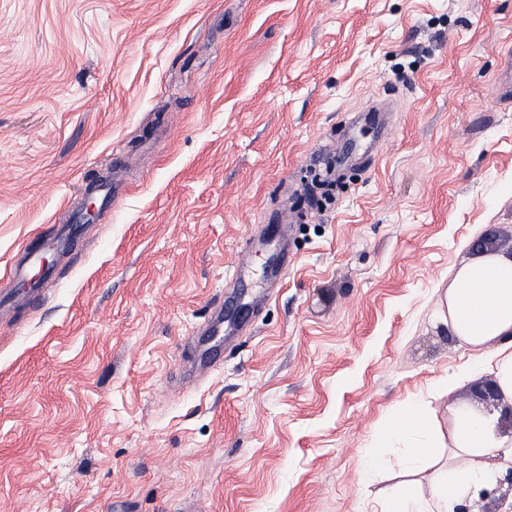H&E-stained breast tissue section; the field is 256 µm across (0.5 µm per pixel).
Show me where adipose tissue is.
Instances as JSON below:
<instances>
[{
    "label": "adipose tissue",
    "mask_w": 512,
    "mask_h": 512,
    "mask_svg": "<svg viewBox=\"0 0 512 512\" xmlns=\"http://www.w3.org/2000/svg\"><path fill=\"white\" fill-rule=\"evenodd\" d=\"M444 305L441 322L478 354L473 365L454 374L453 385L487 366L501 393L512 398V259L488 255L462 264ZM497 421V416L481 410L458 407L444 466L430 467L429 445L407 449L404 466L415 471L429 467L433 475L428 491L413 483L400 487L393 496L394 512H454L470 492L493 485L499 468L490 462L491 452L512 457V448H506L499 436Z\"/></svg>",
    "instance_id": "1"
}]
</instances>
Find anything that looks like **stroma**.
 Here are the masks:
<instances>
[{
    "mask_svg": "<svg viewBox=\"0 0 512 512\" xmlns=\"http://www.w3.org/2000/svg\"><path fill=\"white\" fill-rule=\"evenodd\" d=\"M511 59L512 0H0V277L122 189L0 316V512H382L408 476L365 461L420 403L511 446L489 371L440 389L471 350L438 320L475 239L512 255ZM217 298L246 325L198 379Z\"/></svg>",
    "mask_w": 512,
    "mask_h": 512,
    "instance_id": "1",
    "label": "stroma"
}]
</instances>
